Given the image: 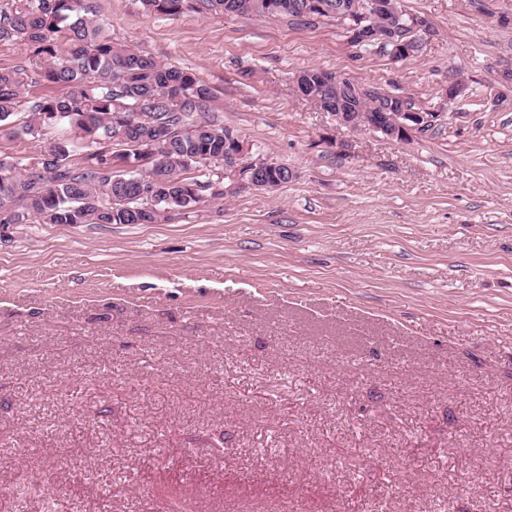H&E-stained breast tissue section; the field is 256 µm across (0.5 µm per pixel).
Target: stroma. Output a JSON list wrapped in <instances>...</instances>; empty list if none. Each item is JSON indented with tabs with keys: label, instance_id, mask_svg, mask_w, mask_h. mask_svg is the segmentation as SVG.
<instances>
[{
	"label": "stroma",
	"instance_id": "obj_1",
	"mask_svg": "<svg viewBox=\"0 0 512 512\" xmlns=\"http://www.w3.org/2000/svg\"><path fill=\"white\" fill-rule=\"evenodd\" d=\"M273 192L163 224H0V512H512V0H402L395 61L331 19L146 16ZM315 66L444 113L337 125ZM461 83L447 102L448 83ZM58 137L0 130V156Z\"/></svg>",
	"mask_w": 512,
	"mask_h": 512
}]
</instances>
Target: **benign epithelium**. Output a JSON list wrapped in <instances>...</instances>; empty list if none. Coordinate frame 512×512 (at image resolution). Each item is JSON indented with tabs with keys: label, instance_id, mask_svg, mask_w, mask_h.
I'll return each mask as SVG.
<instances>
[{
	"label": "benign epithelium",
	"instance_id": "obj_1",
	"mask_svg": "<svg viewBox=\"0 0 512 512\" xmlns=\"http://www.w3.org/2000/svg\"><path fill=\"white\" fill-rule=\"evenodd\" d=\"M386 14L394 17V22L381 27L364 24L360 21L347 26L350 31L349 40L356 44H367L384 48L394 61L402 59L414 52L416 42L412 38L418 30L427 28L423 18L411 17L402 21V14L395 8L392 0H367L365 17ZM379 94V90L355 83L350 87L344 85V78L336 75V111L331 113L336 123L351 130L359 128L381 134L384 138L407 142L413 136L421 133V129L430 123L434 126L442 124L445 118L443 112H398L393 119L380 121L372 114H360L356 102ZM237 151L224 160V177L231 180L229 190L241 192L260 186L261 175L253 164L257 158L248 157V148L243 143L236 145Z\"/></svg>",
	"mask_w": 512,
	"mask_h": 512
}]
</instances>
